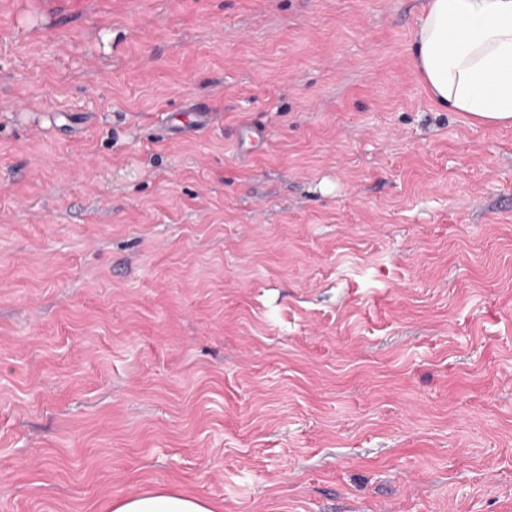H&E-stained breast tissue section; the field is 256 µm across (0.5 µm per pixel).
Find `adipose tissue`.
<instances>
[{
	"instance_id": "obj_1",
	"label": "adipose tissue",
	"mask_w": 512,
	"mask_h": 512,
	"mask_svg": "<svg viewBox=\"0 0 512 512\" xmlns=\"http://www.w3.org/2000/svg\"><path fill=\"white\" fill-rule=\"evenodd\" d=\"M410 51L438 106L479 124L512 125V0H429ZM112 512H215V507L160 488L117 499Z\"/></svg>"
}]
</instances>
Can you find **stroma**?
I'll list each match as a JSON object with an SVG mask.
<instances>
[{
    "mask_svg": "<svg viewBox=\"0 0 512 512\" xmlns=\"http://www.w3.org/2000/svg\"><path fill=\"white\" fill-rule=\"evenodd\" d=\"M428 2L0 0V512H512V126ZM410 51L438 106L512 125V0H429ZM113 512H215L211 502L159 488L112 502Z\"/></svg>",
    "mask_w": 512,
    "mask_h": 512,
    "instance_id": "1",
    "label": "stroma"
}]
</instances>
